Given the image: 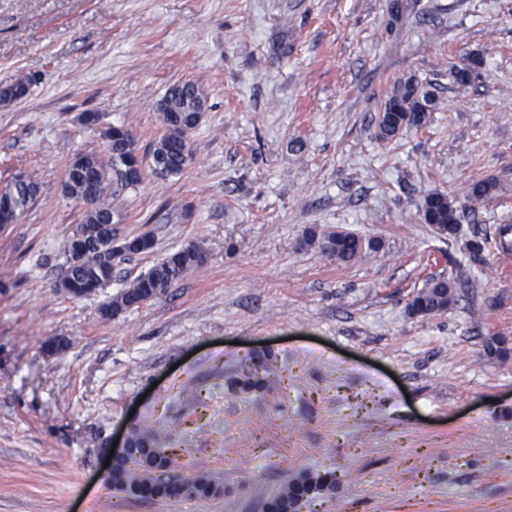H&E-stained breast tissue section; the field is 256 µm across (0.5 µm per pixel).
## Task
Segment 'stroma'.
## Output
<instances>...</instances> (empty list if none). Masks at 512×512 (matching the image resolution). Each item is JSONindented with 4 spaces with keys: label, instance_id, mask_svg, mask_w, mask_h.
Segmentation results:
<instances>
[{
    "label": "stroma",
    "instance_id": "35a3bbf8",
    "mask_svg": "<svg viewBox=\"0 0 512 512\" xmlns=\"http://www.w3.org/2000/svg\"><path fill=\"white\" fill-rule=\"evenodd\" d=\"M0 0V187L36 198L0 226V512H263L301 471H329L303 512H512V0ZM287 42V53L277 49ZM472 53L478 80L451 71ZM191 80L207 101L181 176L115 200L121 234L154 236L77 299L59 280L84 207L62 183L75 154L108 160L103 130L149 160L157 104ZM432 84L427 125L389 141L376 117L406 81ZM96 112L101 126L79 120ZM493 194L471 201L473 180ZM464 201L457 235L418 214ZM379 240L337 263L307 228ZM483 237L484 249L465 243ZM203 264L112 320L100 305L188 243ZM436 277L447 310L409 315ZM66 337L68 348L43 344ZM268 348L264 390L228 378ZM175 435L180 472L218 498L139 502L102 479L101 442L133 426Z\"/></svg>",
    "mask_w": 512,
    "mask_h": 512
}]
</instances>
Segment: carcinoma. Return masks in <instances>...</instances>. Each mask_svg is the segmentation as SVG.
I'll list each match as a JSON object with an SVG mask.
<instances>
[{"label": "carcinoma", "mask_w": 512, "mask_h": 512, "mask_svg": "<svg viewBox=\"0 0 512 512\" xmlns=\"http://www.w3.org/2000/svg\"><path fill=\"white\" fill-rule=\"evenodd\" d=\"M482 57L468 56L463 64L453 70L455 81L469 85L479 73ZM35 78L25 77L14 85L0 90V103L10 104L25 98ZM206 96L199 85L191 81L171 85L158 103V111L165 127L164 134L153 144L150 163L143 166L135 147L132 133L123 126H111L105 131L112 172L93 153H80L70 162L62 185L63 194L85 206L81 224L69 237L64 276L59 287L73 298L93 295L112 282L117 264L133 255L144 254L154 248V239L146 234L120 236L112 208V198L128 189H136L152 174L157 178L182 175L192 160L188 135L199 123L205 108ZM436 105V95L429 87L414 81L399 85L384 103L378 115V136L389 140L401 132L424 126L428 111ZM495 184L478 180L470 184L468 198L481 200L491 194ZM38 193V184L32 179L14 180L0 190V225L12 223ZM465 209L460 202L443 192H430L423 196L419 210L420 219L434 228L457 233ZM320 239V248L339 263L356 260L364 247L372 241L362 242V237L349 232L336 231L317 235L312 230L308 239ZM204 251L194 243L166 253L131 285L99 307L102 319L110 320L119 313L138 309L165 294L169 288L182 281L204 262ZM454 300V285L444 278L431 279L419 290L411 302V314L431 315L444 311ZM271 357L267 353L250 354L238 367L233 385L242 392L262 387L265 374L270 370ZM131 444L142 452V459L127 465L115 464L113 480L137 488L148 499L167 501L187 498L182 484L164 480L162 475L172 474L178 467V450L171 441H162L143 426L136 427L130 435ZM332 473L300 472L290 479L286 487L269 500L273 512H298L301 501L312 492L331 488L335 481ZM194 497L209 499L224 493V487L205 476L189 478Z\"/></svg>", "instance_id": "carcinoma-1"}]
</instances>
